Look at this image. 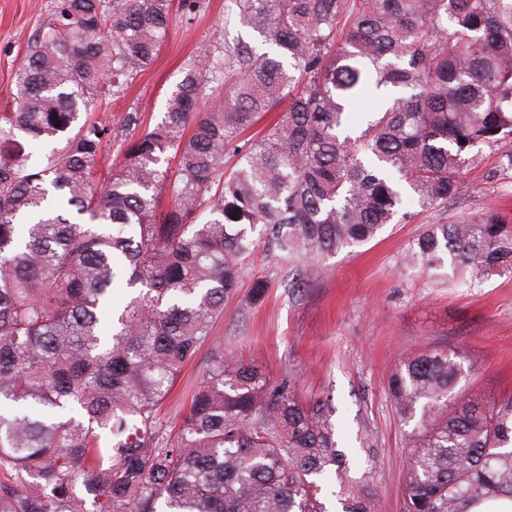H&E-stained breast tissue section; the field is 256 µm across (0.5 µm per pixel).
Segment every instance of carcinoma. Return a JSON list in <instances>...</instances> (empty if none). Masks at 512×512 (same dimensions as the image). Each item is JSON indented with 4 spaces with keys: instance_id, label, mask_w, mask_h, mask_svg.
<instances>
[{
    "instance_id": "1",
    "label": "carcinoma",
    "mask_w": 512,
    "mask_h": 512,
    "mask_svg": "<svg viewBox=\"0 0 512 512\" xmlns=\"http://www.w3.org/2000/svg\"><path fill=\"white\" fill-rule=\"evenodd\" d=\"M172 5L56 0L0 114V512H328L331 471L341 512H375L367 475L345 479L328 398L302 399L214 329L257 249L298 264L299 288L313 262L411 217L407 193L448 207L474 148L512 169V0H228L275 50L226 43L183 72L155 125L127 113L136 134L100 183L112 129L94 108L151 64ZM364 92L386 106L357 132ZM400 265L512 279V224H426ZM269 288L255 279L242 309ZM205 345L171 429L161 405ZM463 359L412 353L389 376L396 414L418 420L403 512L512 500V398L448 411Z\"/></svg>"
}]
</instances>
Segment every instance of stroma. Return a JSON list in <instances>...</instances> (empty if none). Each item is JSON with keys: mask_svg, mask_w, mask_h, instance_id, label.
<instances>
[{"mask_svg": "<svg viewBox=\"0 0 512 512\" xmlns=\"http://www.w3.org/2000/svg\"><path fill=\"white\" fill-rule=\"evenodd\" d=\"M54 0H0V113L12 111L15 73L36 31L47 24ZM261 46L258 34L239 20L225 21L224 0H199L193 13L174 9L168 34L154 62L139 72L109 108L112 140L102 171L118 168L126 113L145 123L160 121L172 87L189 65L214 51L219 39ZM466 191L449 201L445 212L423 211L407 203L410 219H395L375 239L320 262L315 276L297 294H289L282 270L256 253L239 282L247 294L254 279H268L266 300L249 311L231 301L215 327L224 345L271 378L292 373L304 397L329 396L332 420L343 441L349 477L371 471L370 490L378 512H402L413 424L401 422L385 386L398 358L428 348L463 352V377L448 401L512 397V279L495 277L474 288L445 278L400 275L396 260L420 225L450 224L496 213L512 224V171L501 169L497 154L479 151L463 170ZM202 347L164 403L168 425L182 418L202 370L212 358ZM372 434L377 464H369L356 439Z\"/></svg>", "mask_w": 512, "mask_h": 512, "instance_id": "1", "label": "stroma"}]
</instances>
